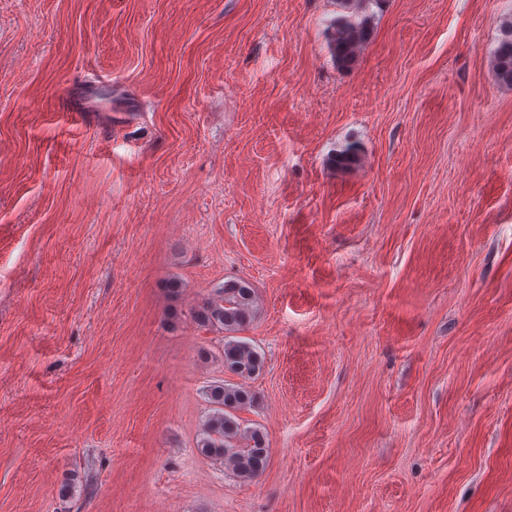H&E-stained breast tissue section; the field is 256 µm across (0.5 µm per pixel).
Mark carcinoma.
Returning <instances> with one entry per match:
<instances>
[{"instance_id":"carcinoma-1","label":"carcinoma","mask_w":512,"mask_h":512,"mask_svg":"<svg viewBox=\"0 0 512 512\" xmlns=\"http://www.w3.org/2000/svg\"><path fill=\"white\" fill-rule=\"evenodd\" d=\"M365 2L340 0L346 13L336 18L328 36L331 55L340 67L354 65L372 39L373 20ZM491 63L497 82L512 87V18L505 19L500 26ZM254 307V289L245 281L232 280L216 285L211 297L194 312L199 325L224 331V370L240 379L238 383L217 382L210 386L212 410L197 447L202 454L223 461L243 481L261 476L270 458L263 432L244 426L237 415L254 402L255 395L247 381L258 376L264 367V358L257 348L238 336L251 323Z\"/></svg>"}]
</instances>
